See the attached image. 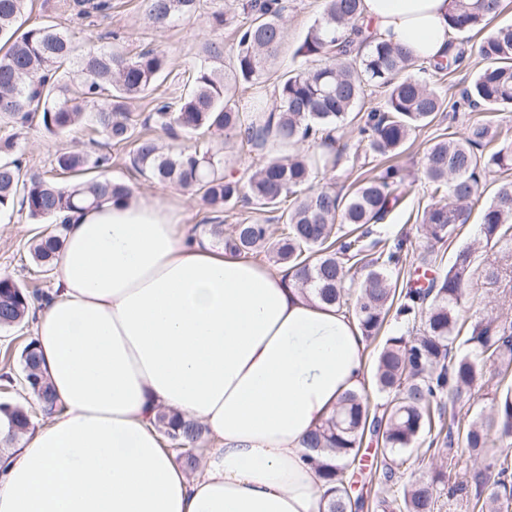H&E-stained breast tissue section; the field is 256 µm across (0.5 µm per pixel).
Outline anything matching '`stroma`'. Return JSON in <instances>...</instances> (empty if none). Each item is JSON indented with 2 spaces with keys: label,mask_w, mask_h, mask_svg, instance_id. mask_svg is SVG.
<instances>
[{
  "label": "stroma",
  "mask_w": 512,
  "mask_h": 512,
  "mask_svg": "<svg viewBox=\"0 0 512 512\" xmlns=\"http://www.w3.org/2000/svg\"><path fill=\"white\" fill-rule=\"evenodd\" d=\"M224 4L225 0H202L198 14L162 34L156 33L147 23L143 0H112V9L108 14L84 20L51 10L45 0H31L25 19L31 25L48 21L58 24L75 32L80 39L93 40L106 48H118L131 57L147 48L159 49L167 54L173 75L180 76L196 67L201 44L214 36L207 17L209 13L223 9ZM323 6V0H287L284 43L278 57L265 68L262 83L264 94L273 95L279 76L301 66L302 61L295 57L294 51L320 16ZM453 40L466 55L463 64L454 73L442 76L431 69L422 71L414 68L410 71L411 76L441 87L443 105L437 119L431 125L417 130L401 154L399 163L409 180L413 181L414 193L391 211L381 225L384 233H404L407 245L413 251L433 248L437 258L435 271L439 274L447 270L451 256L458 247L477 241L480 213L485 202L490 199L489 194H482L473 203L470 222L461 233L434 245L428 244L419 225L410 219L411 214L423 211L431 202L430 187L423 175L426 151L441 135L463 134L470 118L468 108L459 105L458 100L462 90L469 85L482 65L478 53L482 37L469 32L454 35ZM91 137L85 125L75 127L63 137L49 136L41 127L36 126L19 136L16 154L22 158L26 169L46 172L54 168L55 157L59 152L92 151ZM49 230V225L29 219L26 212L18 209L0 215V277H10L31 291L51 294L54 273L42 272L29 254L30 241ZM491 314L512 317V297L505 296L496 287L474 284L462 309L463 319L474 322ZM34 329L31 323L0 329V402L19 401L27 396L20 352L32 338Z\"/></svg>",
  "instance_id": "1"
}]
</instances>
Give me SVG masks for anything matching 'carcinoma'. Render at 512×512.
Segmentation results:
<instances>
[{"instance_id":"carcinoma-1","label":"carcinoma","mask_w":512,"mask_h":512,"mask_svg":"<svg viewBox=\"0 0 512 512\" xmlns=\"http://www.w3.org/2000/svg\"><path fill=\"white\" fill-rule=\"evenodd\" d=\"M29 0H0V125L15 133L0 137V212L16 201L28 216L54 225L34 239L30 253L48 272L63 245L67 222L62 214L105 200L128 198L133 188L109 177L110 157L81 152L56 155V167L75 178L60 184L37 172H25L13 157L18 132L36 121L59 137L87 122L104 146L129 148L133 167L159 185L193 190L209 206L208 233L224 250L238 255L265 254L281 265L302 293L334 305L352 316L365 340L377 343L372 384L378 402L348 393L336 411L306 440L305 459L328 485L324 512H360L364 497L351 495L349 469L356 464L363 439L381 445L382 480L376 507L381 512H437L447 472L402 482L403 456L422 445L446 450L484 466L450 488L465 495L469 512H512V463L497 454V444L512 443V388L494 395L491 410L472 421L460 413L462 401L484 381L502 385L512 369V319L491 316L461 335L459 307L467 288L478 280L512 283V180L500 182L481 213L480 235L498 248L493 263L477 248H458L448 271L417 288L414 280L398 284L408 260L414 271L435 262L433 251L414 255L404 236L375 234V226L413 192V182L392 160L411 135L430 125L440 111L437 88L405 72L416 59L392 45L365 35L359 24L361 0H325L321 16L307 31L294 56L305 66L279 79L277 105H256L243 112L228 95L230 84H261L265 64L283 42V0H246L245 19L236 26L237 51L224 63V44L206 42L194 73L180 91L158 101L145 119L128 103L144 99L169 76V58L149 48L135 57L117 49L80 45L74 33L53 24L24 26ZM150 26L157 32L194 15L200 0H144ZM80 18L106 12L112 0H69ZM503 11L502 0H449L448 26L453 33L483 31ZM235 17L228 8L208 17L217 32ZM485 66L464 99L474 112L512 108V24L491 31L479 45ZM388 90L385 110L360 116V142L387 166L357 180L340 195L316 188L321 172L336 168L344 150L336 149V130L347 125L360 106L365 87ZM183 138L188 145L166 154L149 130ZM233 137L256 151L294 148L311 142L316 155L300 153L268 158L246 180L224 174V147L214 136ZM91 169L99 174L81 175ZM512 170V147L498 148L490 121L473 119L461 137L435 142L424 157V177L436 202L419 217L426 238L442 242L468 223L471 205L482 194V173ZM249 206L257 216L224 228L223 215ZM278 213L277 226L261 218ZM32 294L10 278H0V328L28 320ZM496 359L490 371L487 361ZM26 388L52 412L55 398L39 367L34 342L20 355ZM37 413L20 402L0 403V455L34 428ZM157 429L182 452L178 460L197 466L200 424L160 411Z\"/></svg>"}]
</instances>
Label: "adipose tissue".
Wrapping results in <instances>:
<instances>
[{"mask_svg":"<svg viewBox=\"0 0 512 512\" xmlns=\"http://www.w3.org/2000/svg\"><path fill=\"white\" fill-rule=\"evenodd\" d=\"M375 36L433 61L448 0H362ZM34 342L57 411L0 462V512H322L304 436L365 380V340L284 273L189 234L159 196L70 213ZM199 421L195 472L159 409Z\"/></svg>","mask_w":512,"mask_h":512,"instance_id":"adipose-tissue-1","label":"adipose tissue"}]
</instances>
